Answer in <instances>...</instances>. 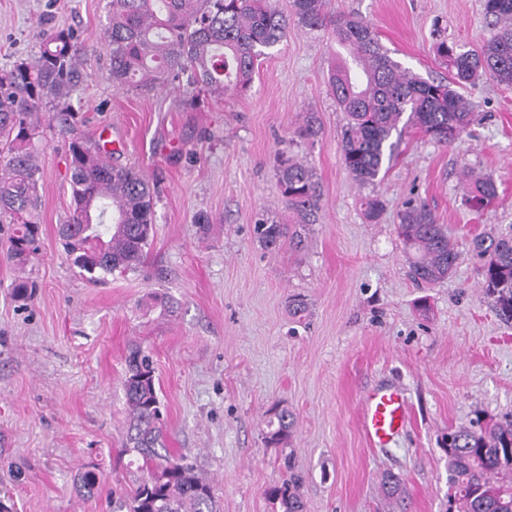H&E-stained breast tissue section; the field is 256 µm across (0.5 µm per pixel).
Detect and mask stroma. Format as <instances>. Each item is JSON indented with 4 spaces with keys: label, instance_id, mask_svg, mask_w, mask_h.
Returning <instances> with one entry per match:
<instances>
[{
    "label": "stroma",
    "instance_id": "stroma-1",
    "mask_svg": "<svg viewBox=\"0 0 512 512\" xmlns=\"http://www.w3.org/2000/svg\"><path fill=\"white\" fill-rule=\"evenodd\" d=\"M108 0H0V68L34 57L38 21L72 28L86 46L70 102L79 129L110 131V160L155 186V234L140 272L94 285L61 251L71 209L68 150L54 129L40 146L38 251L25 266L0 224V512H112L111 493L143 476L122 456L125 355L142 341L154 358L167 446L207 479L220 512H281L265 491L295 469L305 512H446L449 428L512 416V323L482 292L479 234L512 232V88H463L476 112L469 135L441 146L402 133L376 190L386 208L365 220L345 170V118L330 91L329 30L290 22L259 61L246 97L183 103L172 83L113 86L103 38ZM371 24L394 60L426 79L447 76L440 37L480 47L491 35L483 0H329ZM319 134H297L307 114ZM306 161L321 185L302 248L264 249L258 215L296 224L275 174L278 156ZM492 176L495 206L463 203L465 172ZM426 204L460 253L456 271L418 284L398 235L406 201ZM36 280L17 299L19 276ZM307 309L293 315L291 296ZM404 390L409 421L393 443L370 446L359 404L370 390ZM293 412L287 446L267 444L274 406ZM95 471L103 487L81 496ZM402 498L386 500L384 474Z\"/></svg>",
    "mask_w": 512,
    "mask_h": 512
}]
</instances>
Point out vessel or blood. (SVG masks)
I'll list each match as a JSON object with an SVG mask.
<instances>
[{
    "instance_id": "1",
    "label": "vessel or blood",
    "mask_w": 512,
    "mask_h": 512,
    "mask_svg": "<svg viewBox=\"0 0 512 512\" xmlns=\"http://www.w3.org/2000/svg\"><path fill=\"white\" fill-rule=\"evenodd\" d=\"M407 419L408 404L400 388H377L362 399V426L373 446L384 447L392 443L405 427Z\"/></svg>"
}]
</instances>
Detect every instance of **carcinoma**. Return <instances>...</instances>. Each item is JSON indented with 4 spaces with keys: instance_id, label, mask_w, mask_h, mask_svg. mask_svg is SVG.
<instances>
[{
    "instance_id": "cac0c4a2",
    "label": "carcinoma",
    "mask_w": 512,
    "mask_h": 512,
    "mask_svg": "<svg viewBox=\"0 0 512 512\" xmlns=\"http://www.w3.org/2000/svg\"><path fill=\"white\" fill-rule=\"evenodd\" d=\"M292 16L311 29H331L334 42L349 49L336 60L329 85L346 125L341 159L355 183L373 186L388 170L402 130L411 127L432 141L449 145L474 122L471 103L458 88L483 76L512 87V0H484L493 33L476 51L443 38L435 51L448 77L425 80L403 68L363 19L335 20L326 0H290ZM288 15L271 0H109L104 37L116 87L153 88L186 77L185 105L200 97L222 100L251 90L257 61L279 44ZM39 53L0 72V223L12 225L8 252L25 264L37 251L41 204L40 117L51 106L48 124L71 136L68 149L72 212L59 225L66 257L92 284L107 276L135 272L144 264L153 231L154 186L132 166L111 164L98 143L73 136L75 112L69 103L79 81L84 46L71 28L38 21ZM282 200L304 224L316 222L321 189L308 164L283 158L277 169ZM498 187L490 176L468 180L464 203L479 211L491 207ZM365 218L376 221L382 197L362 203ZM398 233L411 254L415 280L432 285L455 270L459 254L444 225L424 204L406 203L398 212ZM257 240L267 249L301 246V236L285 224L255 221ZM473 249L486 258L482 291L499 315L512 320V234L477 236ZM123 382L128 410L124 448L139 453L146 476L112 499L128 512H219L209 482L166 448L162 401L151 353L141 344L128 348ZM295 426L286 407L274 410L267 439L286 445ZM448 512H512V420L471 422L448 430ZM303 478L292 471L265 491L282 512H304Z\"/></svg>"
}]
</instances>
